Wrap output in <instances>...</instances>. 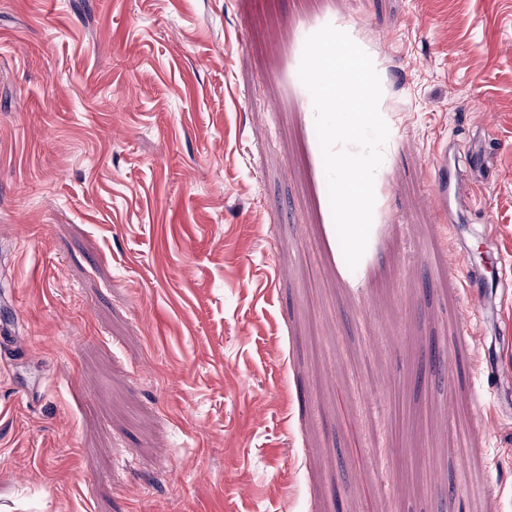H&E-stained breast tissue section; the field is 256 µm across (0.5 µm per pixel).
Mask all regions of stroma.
Masks as SVG:
<instances>
[{
	"instance_id": "obj_1",
	"label": "stroma",
	"mask_w": 512,
	"mask_h": 512,
	"mask_svg": "<svg viewBox=\"0 0 512 512\" xmlns=\"http://www.w3.org/2000/svg\"><path fill=\"white\" fill-rule=\"evenodd\" d=\"M328 24L389 128L354 269L298 76ZM478 137L463 247L432 162ZM477 254L512 266V0H0V512H512ZM469 300L477 315L484 321L490 318V307L487 303L485 291V278L480 274L468 276Z\"/></svg>"
}]
</instances>
